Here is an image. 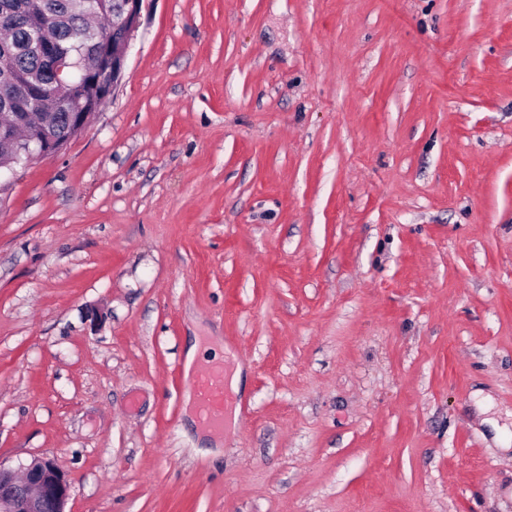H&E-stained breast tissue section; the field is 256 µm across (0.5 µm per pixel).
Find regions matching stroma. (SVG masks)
I'll use <instances>...</instances> for the list:
<instances>
[{
  "label": "stroma",
  "instance_id": "1",
  "mask_svg": "<svg viewBox=\"0 0 512 512\" xmlns=\"http://www.w3.org/2000/svg\"><path fill=\"white\" fill-rule=\"evenodd\" d=\"M41 456L67 512H512V0H147L0 179V466ZM200 418L207 426L224 427V367L212 364L193 382Z\"/></svg>",
  "mask_w": 512,
  "mask_h": 512
}]
</instances>
